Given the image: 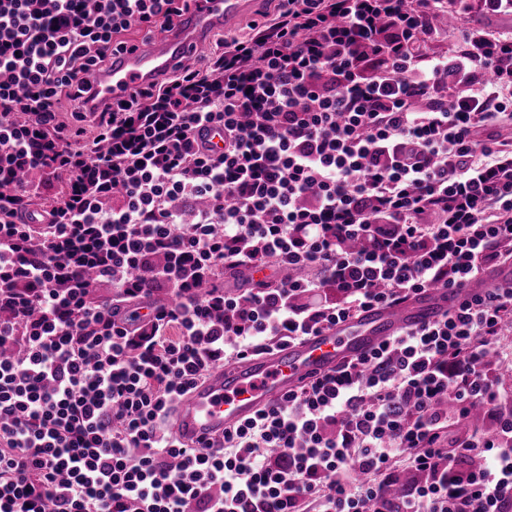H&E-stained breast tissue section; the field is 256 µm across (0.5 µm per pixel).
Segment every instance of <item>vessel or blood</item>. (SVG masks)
Masks as SVG:
<instances>
[{
  "instance_id": "obj_1",
  "label": "vessel or blood",
  "mask_w": 512,
  "mask_h": 512,
  "mask_svg": "<svg viewBox=\"0 0 512 512\" xmlns=\"http://www.w3.org/2000/svg\"><path fill=\"white\" fill-rule=\"evenodd\" d=\"M255 0H198L161 40L141 41L113 56L112 67L86 77L89 105L102 110L162 81L206 48L213 32L229 29ZM512 285V267L460 289L429 288L395 308L375 307L285 347L209 370L174 406L169 425L182 442L197 446L223 437L309 380L369 354L399 332L440 320L459 302L493 285Z\"/></svg>"
}]
</instances>
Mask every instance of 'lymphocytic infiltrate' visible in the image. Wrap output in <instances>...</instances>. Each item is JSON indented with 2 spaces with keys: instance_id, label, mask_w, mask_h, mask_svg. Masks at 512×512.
<instances>
[{
  "instance_id": "lymphocytic-infiltrate-1",
  "label": "lymphocytic infiltrate",
  "mask_w": 512,
  "mask_h": 512,
  "mask_svg": "<svg viewBox=\"0 0 512 512\" xmlns=\"http://www.w3.org/2000/svg\"><path fill=\"white\" fill-rule=\"evenodd\" d=\"M188 2L0 0V512H512V288L222 442L166 426L212 367L512 263V31L469 0H279L86 130L84 75ZM31 172L62 183L38 213ZM240 268L287 275L226 292ZM160 288L147 321H114Z\"/></svg>"
}]
</instances>
